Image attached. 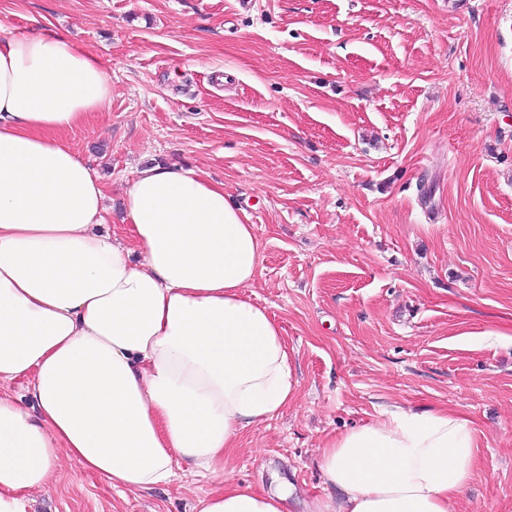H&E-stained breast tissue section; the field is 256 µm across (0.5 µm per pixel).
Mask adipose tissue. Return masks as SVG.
Segmentation results:
<instances>
[{
	"label": "adipose tissue",
	"instance_id": "adipose-tissue-1",
	"mask_svg": "<svg viewBox=\"0 0 512 512\" xmlns=\"http://www.w3.org/2000/svg\"><path fill=\"white\" fill-rule=\"evenodd\" d=\"M111 97L65 38L0 39V512H28L65 462L123 493L186 463L223 483L193 512H288L286 489L223 481L238 433L297 388L277 317L246 294L260 239L223 185L159 164L124 192L127 236L104 231L105 186L64 134ZM475 446L456 412L397 408L325 444L309 512H448Z\"/></svg>",
	"mask_w": 512,
	"mask_h": 512
}]
</instances>
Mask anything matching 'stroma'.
Masks as SVG:
<instances>
[{
	"instance_id": "1",
	"label": "stroma",
	"mask_w": 512,
	"mask_h": 512,
	"mask_svg": "<svg viewBox=\"0 0 512 512\" xmlns=\"http://www.w3.org/2000/svg\"><path fill=\"white\" fill-rule=\"evenodd\" d=\"M65 36L112 80L66 141L122 229L132 171L191 169L261 241L248 296L298 387L226 480L324 496L325 442L448 408L476 466L449 512H512V0H0V37ZM201 478L119 494L75 466L33 512H191Z\"/></svg>"
}]
</instances>
